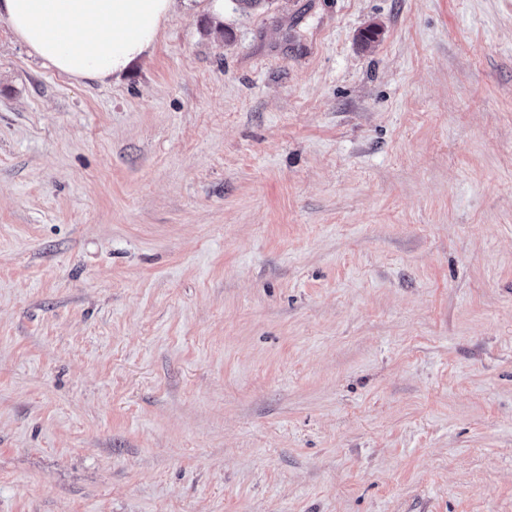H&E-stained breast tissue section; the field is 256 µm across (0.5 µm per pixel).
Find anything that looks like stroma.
Returning <instances> with one entry per match:
<instances>
[{"mask_svg": "<svg viewBox=\"0 0 512 512\" xmlns=\"http://www.w3.org/2000/svg\"><path fill=\"white\" fill-rule=\"evenodd\" d=\"M0 512H512V0L1 19ZM178 0H0V19L45 65L108 82L149 57Z\"/></svg>", "mask_w": 512, "mask_h": 512, "instance_id": "1", "label": "stroma"}]
</instances>
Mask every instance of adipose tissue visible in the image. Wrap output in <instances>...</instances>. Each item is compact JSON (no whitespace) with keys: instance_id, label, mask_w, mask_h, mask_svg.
Segmentation results:
<instances>
[{"instance_id":"obj_1","label":"adipose tissue","mask_w":512,"mask_h":512,"mask_svg":"<svg viewBox=\"0 0 512 512\" xmlns=\"http://www.w3.org/2000/svg\"><path fill=\"white\" fill-rule=\"evenodd\" d=\"M177 0H0V19L45 65L108 82L149 57Z\"/></svg>"}]
</instances>
